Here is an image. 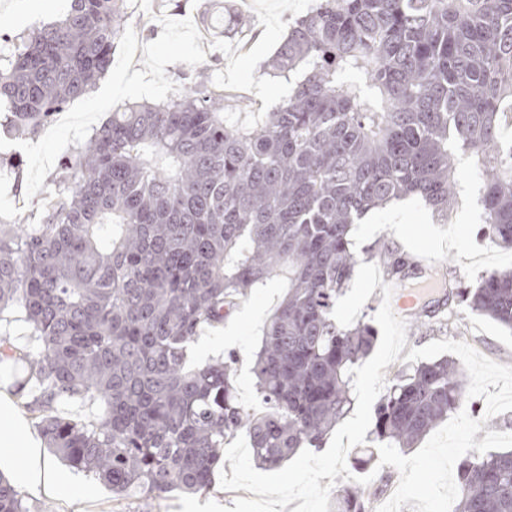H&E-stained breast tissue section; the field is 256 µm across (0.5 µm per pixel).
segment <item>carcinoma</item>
<instances>
[{
  "label": "carcinoma",
  "mask_w": 512,
  "mask_h": 512,
  "mask_svg": "<svg viewBox=\"0 0 512 512\" xmlns=\"http://www.w3.org/2000/svg\"><path fill=\"white\" fill-rule=\"evenodd\" d=\"M127 0H71L64 17L0 55V112L22 138L87 94L126 34ZM288 97L252 126L249 101L207 79L152 105L126 103L76 150L34 219L0 224V316L23 310L36 345L0 337V364L53 455L125 499L210 489L238 432L275 469L318 448L352 410L373 328L332 317L368 212L417 198L448 215L455 150L480 180L482 230L512 248V0H317L267 63ZM288 269L254 355L262 410L235 398L236 358L189 364L198 329ZM512 331V270L462 295ZM452 360L398 372L374 442L414 447L464 408ZM95 403L84 422L57 405ZM455 512H512V450L458 466ZM0 512H30L0 475ZM336 512H369L358 486Z\"/></svg>",
  "instance_id": "1"
}]
</instances>
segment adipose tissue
Wrapping results in <instances>:
<instances>
[{
    "label": "adipose tissue",
    "mask_w": 512,
    "mask_h": 512,
    "mask_svg": "<svg viewBox=\"0 0 512 512\" xmlns=\"http://www.w3.org/2000/svg\"><path fill=\"white\" fill-rule=\"evenodd\" d=\"M0 423L7 429L0 433V460L12 459L13 449L25 451L23 472L28 483L42 486L50 493L58 492L60 483L49 460L43 455V443L34 435L28 421L20 413L13 394L0 391Z\"/></svg>",
    "instance_id": "adipose-tissue-1"
}]
</instances>
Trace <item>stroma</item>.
Masks as SVG:
<instances>
[{
  "label": "stroma",
  "mask_w": 512,
  "mask_h": 512,
  "mask_svg": "<svg viewBox=\"0 0 512 512\" xmlns=\"http://www.w3.org/2000/svg\"><path fill=\"white\" fill-rule=\"evenodd\" d=\"M315 0H128L126 35L112 51V65L86 96L28 139L15 138L0 116V221L39 212L52 179L113 109L128 102L155 103L181 96L196 82L198 67H206L212 83L243 90L251 109L266 112L285 98L288 82L264 72V66L288 32V25L309 12ZM69 0H0V32L26 34L60 19ZM244 19L232 35L206 33L209 13ZM459 194L448 218L434 215L419 199H405L369 212L353 229L359 259L376 264L384 284L391 283L388 255L407 259L424 255L436 273L450 278L456 291L446 306L414 321L405 316L407 348L435 340L466 341L483 356L512 365V331L472 313L458 292L474 288L490 272L512 267V250L490 243L479 229L483 208L478 176L468 154L456 155ZM288 285L278 274L266 286L240 300L221 328L201 327L190 352L196 360L235 353L238 357L236 394L245 408L258 407L251 371L263 328ZM65 477L61 494L49 497L33 489L10 464L0 473L11 478L32 512H181L177 493L164 501L136 495L117 501L108 487L83 472L55 461Z\"/></svg>",
  "instance_id": "obj_1"
}]
</instances>
